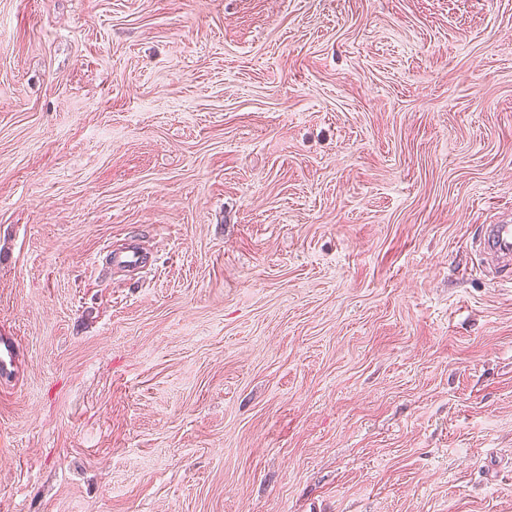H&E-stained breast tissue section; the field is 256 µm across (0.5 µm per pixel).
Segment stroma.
<instances>
[{
	"label": "stroma",
	"mask_w": 512,
	"mask_h": 512,
	"mask_svg": "<svg viewBox=\"0 0 512 512\" xmlns=\"http://www.w3.org/2000/svg\"><path fill=\"white\" fill-rule=\"evenodd\" d=\"M510 220L512 0H0V512H512ZM480 240V251L489 267L496 270L498 283L512 284V224H487ZM112 262L125 270H136L143 264V255L136 246L112 250ZM18 343L14 336L0 335V379H8L17 369Z\"/></svg>",
	"instance_id": "35a3bbf8"
}]
</instances>
